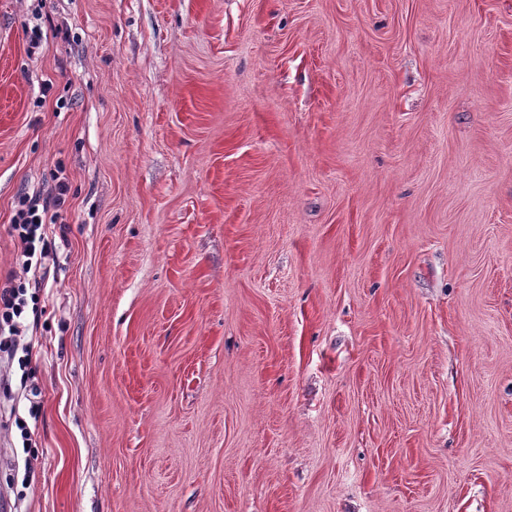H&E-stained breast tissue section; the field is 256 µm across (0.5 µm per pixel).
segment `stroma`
<instances>
[{"instance_id": "1", "label": "stroma", "mask_w": 512, "mask_h": 512, "mask_svg": "<svg viewBox=\"0 0 512 512\" xmlns=\"http://www.w3.org/2000/svg\"><path fill=\"white\" fill-rule=\"evenodd\" d=\"M60 177L5 512H512V0H0Z\"/></svg>"}]
</instances>
